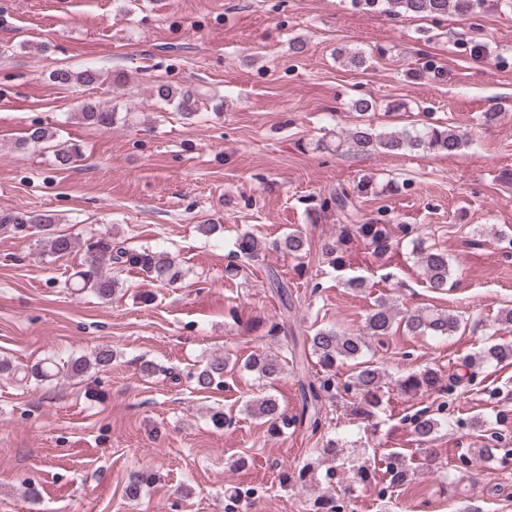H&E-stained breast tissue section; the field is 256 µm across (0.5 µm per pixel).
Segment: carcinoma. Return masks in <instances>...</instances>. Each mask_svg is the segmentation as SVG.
Here are the masks:
<instances>
[{
	"instance_id": "1",
	"label": "carcinoma",
	"mask_w": 512,
	"mask_h": 512,
	"mask_svg": "<svg viewBox=\"0 0 512 512\" xmlns=\"http://www.w3.org/2000/svg\"><path fill=\"white\" fill-rule=\"evenodd\" d=\"M385 2L386 9L394 16H442L453 13L469 18L481 12L488 0H368L375 6ZM52 81L59 84L78 83L91 85L98 81L96 70L86 68L74 72L67 68H59L50 74ZM156 99L171 103L181 114L191 119L197 115L200 107L198 102L209 98L207 94L184 93L176 97L174 89L165 83L155 86ZM78 118L87 125L99 128H110L116 119V113L96 104L82 105ZM54 134L48 129L37 127L32 129L27 137L17 143V148L25 149L29 145L42 144L53 152L56 166L67 169L82 157V150L76 143H53ZM464 145L463 136L453 126L434 124L422 119L400 130L376 131L369 124H358L345 132H340L336 142L320 141L316 144L319 150H332L337 153H370L382 152L392 155H406L427 150L442 151L453 154ZM372 190V180L362 179L353 187L347 189L338 187L324 198L321 206L336 213V237L326 242L322 247L323 256L332 268L343 271L349 267L346 257L353 247L354 241L360 239L379 257L394 256L404 245H412L411 254L417 267L424 275L427 287L435 293L448 291V284L453 276V264L444 250L426 244L419 235L418 228L413 224L381 223L376 220L365 221L362 218L359 199ZM16 228L26 224H34L42 233L41 242L44 251L62 257L70 254L81 245L87 253V258L80 270L74 273L73 286L80 292H90L100 300L109 301L120 286L118 273L124 270L136 269L160 286H173L183 276L182 268L169 252L141 246L130 248L112 244L109 234L92 236L79 244L75 239L64 234H58L53 229L55 218L47 214L28 215L17 214L9 218ZM307 237L299 230H292L281 237L267 243L259 240L253 234L244 232L237 236L232 258L234 262L226 267L231 276L238 275L240 266L235 261H243L255 265L263 260L267 251L279 252L294 259L302 258L308 251ZM270 287L276 290L283 307L291 306L292 299L288 294V283L281 280L273 271L269 272ZM461 328V316L450 310L421 309L414 311L402 310L385 297L374 300L371 310L367 313L361 332L347 333L333 327L315 330L307 337L308 351L316 358L319 370L313 379L301 383L302 410L300 415L289 417L282 410L278 399L268 391L253 397L246 403V410L254 417L263 421L270 432L279 434L296 424L308 423L312 432L322 427L321 407L325 400L334 402L342 395H352L354 402L350 403V414L356 419L368 420L377 416L383 409L387 391L384 390L387 379L386 370L366 358L373 343H382L384 338L397 330H402L409 336H434L446 339L457 333ZM112 350L101 347L92 353V357L80 356L61 365L51 361L35 364L30 368L31 378L42 382L60 375L69 378L82 377L91 366L107 367L112 364ZM512 360V342L493 341L480 352L462 360V365L470 374L455 375L449 378L448 394H453L463 383L471 382L476 370L492 363H502ZM296 362V356L291 358L271 355L265 351L255 350L243 362V368L254 373L256 379L266 385L288 373L289 363ZM351 365L348 380L338 381V367ZM237 360L227 355H215L205 364L196 368L190 378L196 389H218L224 385V376L234 370ZM395 390L404 396L412 397L420 393H428L438 388V376L431 369H422L404 374L394 380ZM411 434L421 446L433 442L442 430L461 425V421L445 415H430L427 412L416 413L408 419ZM348 440L338 437L329 439L320 449V456L331 462L328 471H336L345 465L341 454L347 447ZM350 475L347 477L346 489L353 491L354 486L367 485L375 479V470L367 465L356 467L349 465ZM386 485L389 488H399L405 485L412 475L406 457L393 451L386 457L384 471Z\"/></svg>"
}]
</instances>
